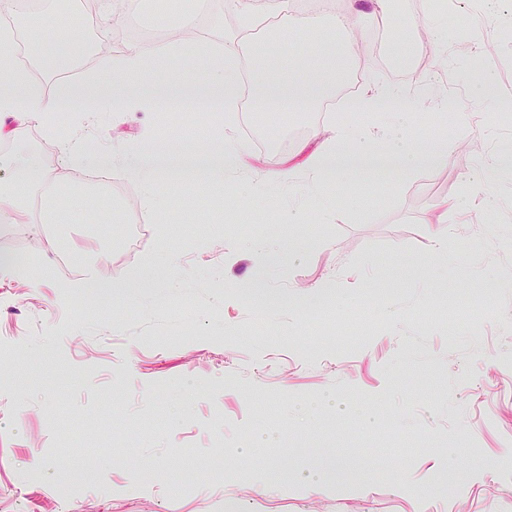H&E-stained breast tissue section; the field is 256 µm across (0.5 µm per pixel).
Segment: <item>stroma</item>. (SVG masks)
<instances>
[{
  "label": "stroma",
  "mask_w": 512,
  "mask_h": 512,
  "mask_svg": "<svg viewBox=\"0 0 512 512\" xmlns=\"http://www.w3.org/2000/svg\"><path fill=\"white\" fill-rule=\"evenodd\" d=\"M262 0H190L159 24L143 0H124L118 24L83 22V0H44L47 44L82 30L90 52L71 68L85 93L130 45L188 47L153 75L161 87L210 82L236 16ZM338 4L293 7L295 23L268 40L280 76L306 62L335 66L342 48L325 30ZM347 70L359 88L413 89L428 77L444 110L361 125L397 129L447 163L414 174L359 169L318 188L304 175L318 105L255 111L265 149L241 116L189 141L161 135L142 109L80 112L69 130L124 177L152 140L194 150L239 141L245 170L163 186L159 208L85 180L60 223L25 207L32 232L0 223V253L41 267L36 281L0 278V512H504L512 503V169L486 174L482 157L512 162V0L482 11L454 0L438 19L427 0H390L359 17ZM21 152L66 176L56 141L31 128L0 142V183ZM152 221L146 247L114 263L130 213ZM445 218L448 249L429 248ZM273 256L257 262L255 245ZM64 250L72 272L52 256ZM137 271L148 288L69 296L84 273Z\"/></svg>",
  "instance_id": "stroma-1"
}]
</instances>
